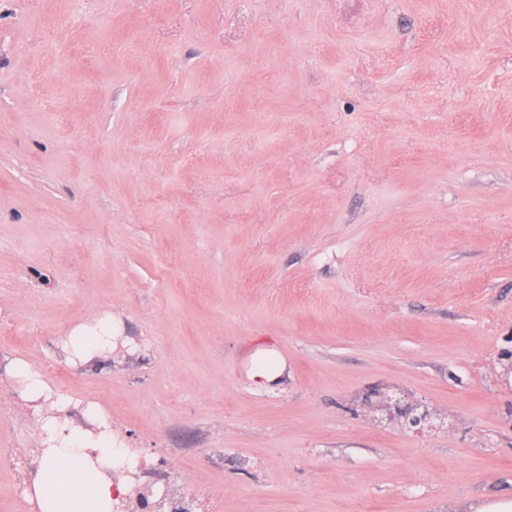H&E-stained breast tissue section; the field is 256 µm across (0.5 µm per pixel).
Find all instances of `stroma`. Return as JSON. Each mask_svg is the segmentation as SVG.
I'll return each instance as SVG.
<instances>
[{
  "label": "stroma",
  "mask_w": 512,
  "mask_h": 512,
  "mask_svg": "<svg viewBox=\"0 0 512 512\" xmlns=\"http://www.w3.org/2000/svg\"><path fill=\"white\" fill-rule=\"evenodd\" d=\"M103 314L112 360L67 359ZM0 316V512L17 360L187 503L511 498L512 0H0ZM286 368L285 360L273 348L259 345L250 353L248 378L255 387L269 389L278 383Z\"/></svg>",
  "instance_id": "1"
}]
</instances>
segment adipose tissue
<instances>
[{"label":"adipose tissue","instance_id":"1","mask_svg":"<svg viewBox=\"0 0 512 512\" xmlns=\"http://www.w3.org/2000/svg\"><path fill=\"white\" fill-rule=\"evenodd\" d=\"M112 332L108 315L92 324L77 325L63 340V349L68 356L93 360L110 349ZM286 368L285 360L273 348L260 345L249 356L248 378L255 387L269 389ZM27 397L52 405L42 423L43 449L31 482L40 512H112L114 495L128 494L130 487L110 475L116 446L110 428L102 422L92 431L71 426L64 414L65 404L53 400L41 382L28 384Z\"/></svg>","mask_w":512,"mask_h":512}]
</instances>
